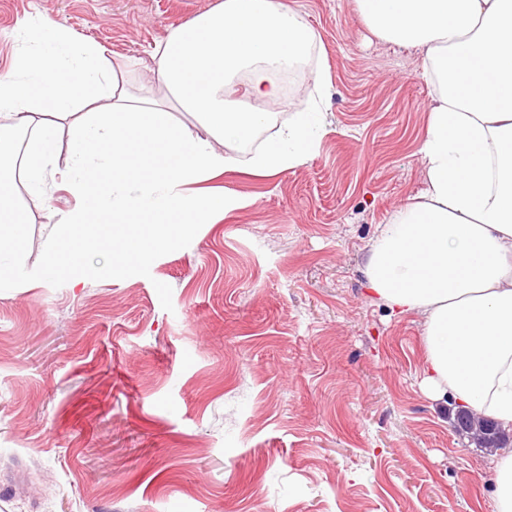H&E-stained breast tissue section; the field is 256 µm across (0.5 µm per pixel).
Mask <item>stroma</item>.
Instances as JSON below:
<instances>
[{"label": "stroma", "mask_w": 512, "mask_h": 512, "mask_svg": "<svg viewBox=\"0 0 512 512\" xmlns=\"http://www.w3.org/2000/svg\"><path fill=\"white\" fill-rule=\"evenodd\" d=\"M218 0H0V78L13 32L47 17L106 48L131 90L149 51ZM319 45L255 152L331 78V132L305 164L215 186L246 206L145 259L86 255L0 286V512H494L489 449L458 436L457 405L423 386L425 317L369 294L370 245L423 188L420 148L437 88L415 48L373 35L357 0H282ZM66 142L49 190L15 192L18 251L41 263L47 209L68 210Z\"/></svg>", "instance_id": "obj_1"}]
</instances>
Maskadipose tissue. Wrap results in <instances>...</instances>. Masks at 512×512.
Returning <instances> with one entry per match:
<instances>
[{
    "label": "adipose tissue",
    "instance_id": "ef3b65f1",
    "mask_svg": "<svg viewBox=\"0 0 512 512\" xmlns=\"http://www.w3.org/2000/svg\"><path fill=\"white\" fill-rule=\"evenodd\" d=\"M370 31L424 52L439 91L420 148L424 188L399 206L365 264L373 296L425 317L426 382L512 430V0H358ZM12 76L0 80V159L31 132L19 170L45 193L48 165L68 142L70 191L81 206L48 211L56 229L33 279L81 267L106 245L122 262L144 258L245 206L201 183L227 171L270 177L295 168L329 132L306 103L248 160L231 148L265 125L252 103L274 100L265 68L309 58L318 38L281 0H220L175 28L150 54L154 84L130 92L103 46L50 20L23 24ZM253 77L244 90L233 78ZM167 101H160L156 88ZM178 105L198 121L177 123ZM11 186L0 188V283L14 279L5 243H23Z\"/></svg>",
    "mask_w": 512,
    "mask_h": 512
}]
</instances>
